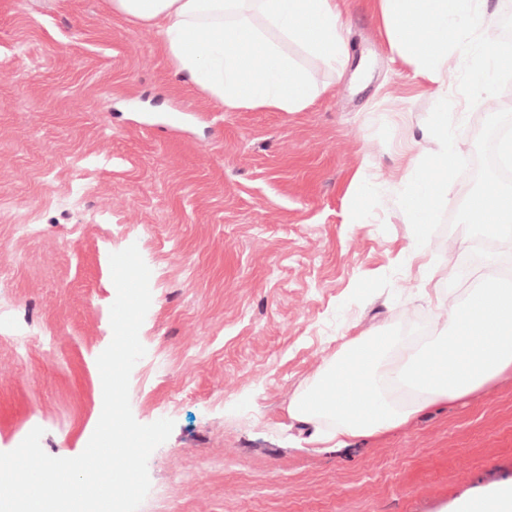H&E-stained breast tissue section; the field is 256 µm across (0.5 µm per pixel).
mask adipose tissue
I'll return each instance as SVG.
<instances>
[{"label":"adipose tissue","instance_id":"ef3b65f1","mask_svg":"<svg viewBox=\"0 0 512 512\" xmlns=\"http://www.w3.org/2000/svg\"><path fill=\"white\" fill-rule=\"evenodd\" d=\"M112 12L154 30L178 75L225 109L299 112L324 89L288 54L300 44L323 67L349 48L340 0H109ZM391 53L443 83L465 47L460 21L481 27V0H369ZM431 30L430 38L418 31ZM432 335L378 330L337 351L288 406L311 443L347 447L408 425L427 408L475 395L512 373V270L491 257L463 299H439Z\"/></svg>","mask_w":512,"mask_h":512}]
</instances>
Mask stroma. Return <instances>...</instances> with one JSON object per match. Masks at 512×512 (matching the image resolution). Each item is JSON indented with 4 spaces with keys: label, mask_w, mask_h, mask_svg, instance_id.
I'll list each match as a JSON object with an SVG mask.
<instances>
[{
    "label": "stroma",
    "mask_w": 512,
    "mask_h": 512,
    "mask_svg": "<svg viewBox=\"0 0 512 512\" xmlns=\"http://www.w3.org/2000/svg\"><path fill=\"white\" fill-rule=\"evenodd\" d=\"M340 26L342 70L288 46L331 92L300 112L227 110L109 0H0V452L37 426L50 456L85 449L109 256L134 244L152 302L130 406L175 423L139 512H456L512 481V374L340 450L288 416L356 336L432 333L421 264L456 254L458 293L489 255L512 257L510 241L461 248L463 173L512 126V0H485L478 56L498 62L481 89L477 56L442 86L393 59L367 0H345ZM444 136L459 158L436 154ZM421 167L424 245L406 205Z\"/></svg>",
    "instance_id": "1"
}]
</instances>
